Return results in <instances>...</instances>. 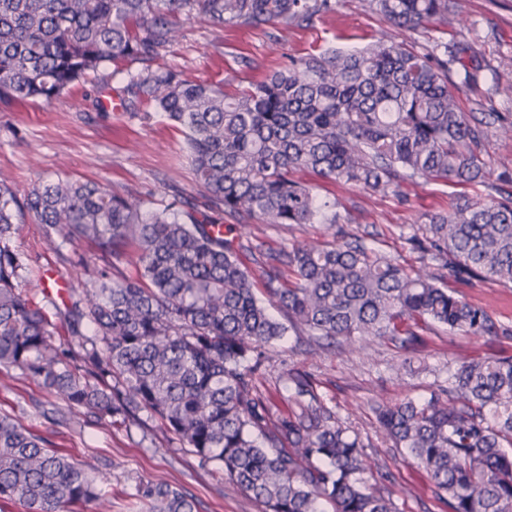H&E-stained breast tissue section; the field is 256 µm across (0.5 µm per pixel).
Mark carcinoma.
<instances>
[{"label":"carcinoma","mask_w":512,"mask_h":512,"mask_svg":"<svg viewBox=\"0 0 512 512\" xmlns=\"http://www.w3.org/2000/svg\"><path fill=\"white\" fill-rule=\"evenodd\" d=\"M372 6L407 30L462 12L457 0ZM329 11V0H0V103L56 100L107 65L152 62L191 19L222 33L238 23L299 26ZM467 53L460 42L441 57L380 37L355 53L292 58L235 95L145 68L123 101L163 113L181 132L214 215L150 211L137 197L71 179L42 182L20 200L1 175L0 367L101 423L127 425L142 412L159 420L263 512H396L361 477L360 437L321 404L310 376L288 373L294 409L275 418L258 392L261 368L290 329L329 344L378 338L404 350L435 325L512 336L444 285L512 283V193L461 198L410 225L401 237L419 254L416 268L342 230L279 249L235 244L224 238V218L336 224V203L295 179L297 170L384 195L407 180L484 179L477 148L500 115L472 123L460 111L449 71L457 64L464 80L476 79ZM26 213L52 248L87 240L104 262L64 313L13 244ZM241 249L259 253L264 300ZM132 264L139 272L128 277ZM377 415L405 459L448 495V512H512V359L450 367L448 386L381 405ZM105 493L94 466L0 414V501L64 512ZM132 499L141 512H198L193 497L163 482L137 483Z\"/></svg>","instance_id":"obj_1"}]
</instances>
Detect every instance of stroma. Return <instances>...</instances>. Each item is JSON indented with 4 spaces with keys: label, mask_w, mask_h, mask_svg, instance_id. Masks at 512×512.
I'll list each match as a JSON object with an SVG mask.
<instances>
[{
    "label": "stroma",
    "mask_w": 512,
    "mask_h": 512,
    "mask_svg": "<svg viewBox=\"0 0 512 512\" xmlns=\"http://www.w3.org/2000/svg\"><path fill=\"white\" fill-rule=\"evenodd\" d=\"M333 10L302 26L240 25L217 34L196 20L185 22L174 45L159 62L190 79L223 84L232 93L265 79L289 58L328 48L345 51L368 45L380 35L427 52L439 43L464 41L479 64L475 82L451 70L458 85V104L466 115L498 112L512 121V0H465L460 22L443 28L427 25L407 31L391 26L369 0H331ZM141 62L123 71L105 68L65 98L51 102L0 104V174L9 176L18 194L42 180L79 179L103 184L111 193L137 197L146 209L177 204L195 216L210 214L211 204L197 184L192 166L181 152L182 135L160 114L111 103L120 99L129 75L143 70ZM491 175L485 182L460 185L419 182L399 194H375L362 187L320 179L307 170L296 177L316 195L336 203L339 226L369 240L403 265L419 259L400 236L401 226L417 224L427 215L447 211L458 196L497 195L504 177L512 175V137L487 131L480 148ZM326 224H264L251 221L246 232L252 243L280 248L330 238ZM14 243L28 253L31 264L55 301L70 300L83 268L97 264L94 247L77 241L57 252L43 237L41 225L23 216ZM457 296L486 308L500 324L512 326V284L454 281ZM485 358H512V337L476 338L443 328L422 331L413 351L385 340L345 343L333 350L309 345L306 337L287 332L274 343L258 383L273 414L289 409L282 379L290 369L308 373L321 401L340 421L357 432L369 465L364 477L383 489L397 512H448L445 493L427 473L404 460L382 434L374 409L380 403L422 398L445 384L449 366ZM0 412L41 435L53 448L79 461L94 463L105 478L108 512H132L129 494L136 482H166L192 495L199 512H261L260 505L229 483L218 482L201 468L182 441L159 421L114 427L69 409L38 382L19 371H0ZM89 503L81 512L103 508Z\"/></svg>",
    "instance_id": "stroma-1"
}]
</instances>
